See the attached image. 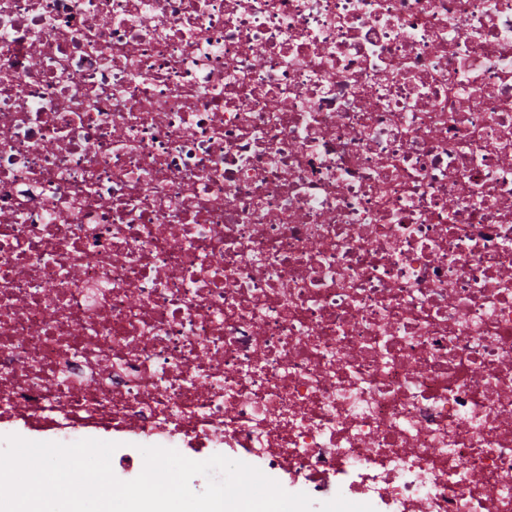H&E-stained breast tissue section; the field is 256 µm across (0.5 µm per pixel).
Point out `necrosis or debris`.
Wrapping results in <instances>:
<instances>
[{"mask_svg": "<svg viewBox=\"0 0 512 512\" xmlns=\"http://www.w3.org/2000/svg\"><path fill=\"white\" fill-rule=\"evenodd\" d=\"M512 512V0H0V436Z\"/></svg>", "mask_w": 512, "mask_h": 512, "instance_id": "necrosis-or-debris-1", "label": "necrosis or debris"}]
</instances>
